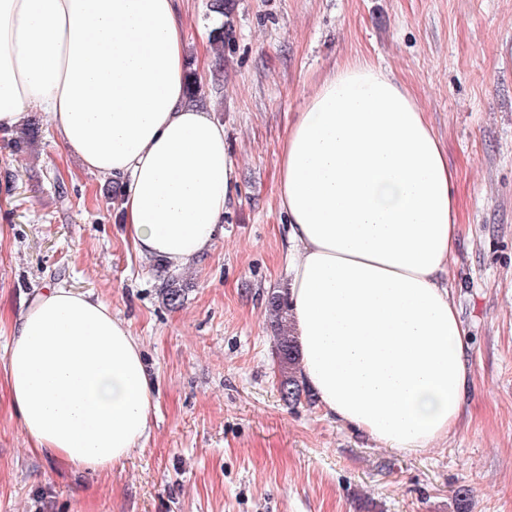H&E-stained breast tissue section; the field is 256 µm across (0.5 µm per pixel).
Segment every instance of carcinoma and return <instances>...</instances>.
I'll return each instance as SVG.
<instances>
[{
  "instance_id": "1",
  "label": "carcinoma",
  "mask_w": 512,
  "mask_h": 512,
  "mask_svg": "<svg viewBox=\"0 0 512 512\" xmlns=\"http://www.w3.org/2000/svg\"><path fill=\"white\" fill-rule=\"evenodd\" d=\"M161 294L168 306L176 308L182 304L185 291L179 280L171 277L164 282ZM267 307L271 317V327L276 337V356L280 373L279 388L282 399L292 407L304 401L311 405L315 400L300 375L297 341L286 326L290 311L288 293L283 291L271 293Z\"/></svg>"
}]
</instances>
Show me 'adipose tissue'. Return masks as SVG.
Segmentation results:
<instances>
[{
	"label": "adipose tissue",
	"mask_w": 512,
	"mask_h": 512,
	"mask_svg": "<svg viewBox=\"0 0 512 512\" xmlns=\"http://www.w3.org/2000/svg\"><path fill=\"white\" fill-rule=\"evenodd\" d=\"M185 69L177 0H0V129L46 112L66 152L124 183L136 253L171 267L223 235L236 183ZM455 179L414 95L361 58L317 84L279 155L302 375L326 415L395 451L446 438L472 381L446 284ZM0 373L40 455L107 473L150 435L140 343L94 294L37 293Z\"/></svg>",
	"instance_id": "adipose-tissue-1"
}]
</instances>
